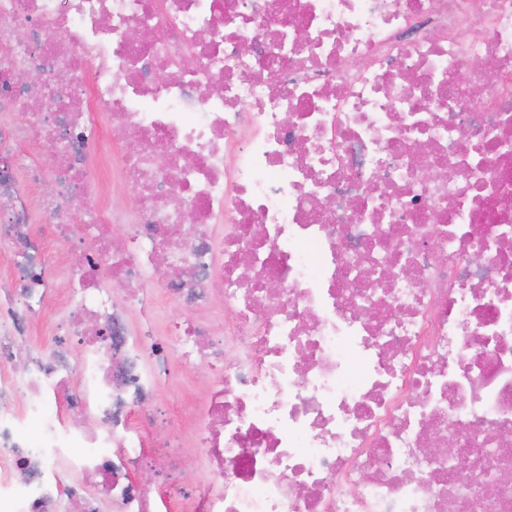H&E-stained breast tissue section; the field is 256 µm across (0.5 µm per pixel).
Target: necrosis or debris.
Instances as JSON below:
<instances>
[{"mask_svg":"<svg viewBox=\"0 0 512 512\" xmlns=\"http://www.w3.org/2000/svg\"><path fill=\"white\" fill-rule=\"evenodd\" d=\"M109 169L130 209L86 210ZM476 502L512 512V0H0V512ZM172 372L177 384L171 385L168 381L163 382L159 388L158 397L176 412L203 392L204 369L183 363L179 359L178 348L175 347L173 348Z\"/></svg>","mask_w":512,"mask_h":512,"instance_id":"necrosis-or-debris-1","label":"necrosis or debris"}]
</instances>
